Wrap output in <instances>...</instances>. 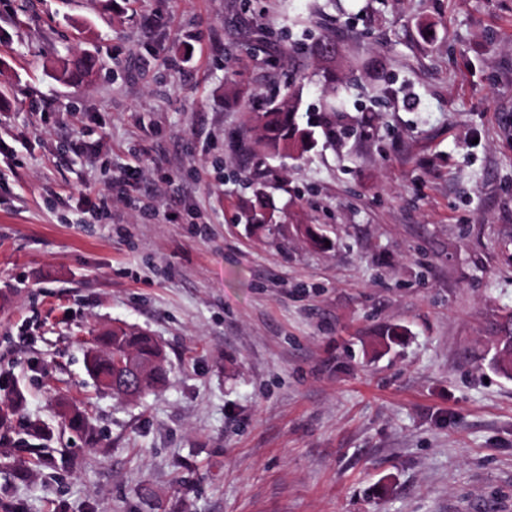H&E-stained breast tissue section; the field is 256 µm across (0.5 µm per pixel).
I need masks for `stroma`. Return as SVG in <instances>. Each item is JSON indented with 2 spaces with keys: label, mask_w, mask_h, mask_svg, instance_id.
I'll return each instance as SVG.
<instances>
[{
  "label": "stroma",
  "mask_w": 512,
  "mask_h": 512,
  "mask_svg": "<svg viewBox=\"0 0 512 512\" xmlns=\"http://www.w3.org/2000/svg\"><path fill=\"white\" fill-rule=\"evenodd\" d=\"M326 26L368 134L241 155L289 74L321 102ZM259 184L271 235L236 220ZM509 309L512 0H0V512H512ZM116 324L164 389L89 377ZM497 336H494L493 366L507 377H512V312L501 315ZM86 369L96 385L129 400L159 388L168 379L167 354L149 333L115 325L93 337Z\"/></svg>",
  "instance_id": "1"
}]
</instances>
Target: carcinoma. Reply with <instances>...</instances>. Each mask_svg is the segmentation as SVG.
<instances>
[{
    "label": "carcinoma",
    "instance_id": "cac0c4a2",
    "mask_svg": "<svg viewBox=\"0 0 512 512\" xmlns=\"http://www.w3.org/2000/svg\"><path fill=\"white\" fill-rule=\"evenodd\" d=\"M336 48V36L325 34L307 46V54L318 63H326V71L336 62V55L325 52L326 47ZM97 61L90 55H82L63 71L64 77L77 80L90 71ZM303 87L288 79L286 93L272 90L264 97L263 107L250 116L247 150L255 148L269 157L301 156L316 143L315 128H322L328 139L336 138V127L341 125L342 110L330 101L321 104L323 122L300 123L298 116ZM258 206L244 212L246 226L250 229L272 227L274 215L263 207L264 193L256 189ZM493 366L507 377H512V312L501 315L497 336L494 337ZM86 369L96 385L121 399H134L149 390L159 388L168 379L167 354L161 343L149 333L115 325L93 337L86 354Z\"/></svg>",
    "mask_w": 512,
    "mask_h": 512
}]
</instances>
